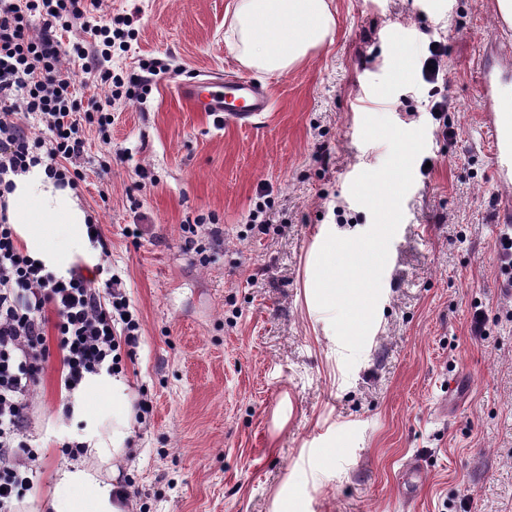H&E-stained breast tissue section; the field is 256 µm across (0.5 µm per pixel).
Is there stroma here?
Returning <instances> with one entry per match:
<instances>
[{
    "mask_svg": "<svg viewBox=\"0 0 512 512\" xmlns=\"http://www.w3.org/2000/svg\"><path fill=\"white\" fill-rule=\"evenodd\" d=\"M232 2L103 4L104 17L132 18L120 68L150 57L172 67L114 114L112 147L126 160L76 190L142 327L124 374L152 411L133 426L136 456L118 467L138 492L135 512H512V288L496 257L499 188L476 89L483 53L512 28L496 0H331L330 42L263 77L272 111L222 124L178 84L250 77L226 35ZM433 40L447 52L451 102L439 116L440 93L421 73ZM367 115L425 127L426 146L349 369L315 302L314 270L327 234L372 225L350 193L389 154L363 142ZM263 202L261 228L249 213ZM140 215L136 239L126 228ZM199 216L218 232L204 265L183 250L182 226ZM452 376L466 383L456 398ZM62 394L54 356L30 403L38 482L21 512H37L68 464L47 434ZM414 458L425 482L408 504L401 483Z\"/></svg>",
    "mask_w": 512,
    "mask_h": 512,
    "instance_id": "stroma-1",
    "label": "stroma"
}]
</instances>
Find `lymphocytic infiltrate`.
Listing matches in <instances>:
<instances>
[{
  "instance_id": "f902f5d3",
  "label": "lymphocytic infiltrate",
  "mask_w": 512,
  "mask_h": 512,
  "mask_svg": "<svg viewBox=\"0 0 512 512\" xmlns=\"http://www.w3.org/2000/svg\"><path fill=\"white\" fill-rule=\"evenodd\" d=\"M102 0H0V176L46 162L51 178L78 187L85 174L77 162L86 154L87 134L111 145L112 110L142 98L162 61H141L138 72H114L127 53L128 34L104 22ZM78 31L82 41L63 43ZM78 61L88 81L104 86V98H79L64 69ZM55 347H48L47 334ZM141 325L119 275L104 288L81 272L58 279L25 256L0 205V512H16L34 488L38 457L26 442L29 396L58 350L65 387L85 374L123 370L124 356L139 345Z\"/></svg>"
}]
</instances>
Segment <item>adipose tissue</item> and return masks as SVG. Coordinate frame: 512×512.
Returning <instances> with one entry per match:
<instances>
[{"instance_id": "1", "label": "adipose tissue", "mask_w": 512, "mask_h": 512, "mask_svg": "<svg viewBox=\"0 0 512 512\" xmlns=\"http://www.w3.org/2000/svg\"><path fill=\"white\" fill-rule=\"evenodd\" d=\"M336 19L328 0H234L229 33L240 63L260 76L288 71L330 39ZM5 192L14 233L30 259L57 277L94 272L101 252L87 231L90 216L70 186L45 164L11 174ZM66 420L52 432L84 448L85 462L60 469L49 512H126L109 481L127 450L134 410L127 378L99 370L64 392Z\"/></svg>"}]
</instances>
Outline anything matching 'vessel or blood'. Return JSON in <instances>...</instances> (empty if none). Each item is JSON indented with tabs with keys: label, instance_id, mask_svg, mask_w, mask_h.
Returning <instances> with one entry per match:
<instances>
[{
	"label": "vessel or blood",
	"instance_id": "b4317fda",
	"mask_svg": "<svg viewBox=\"0 0 512 512\" xmlns=\"http://www.w3.org/2000/svg\"><path fill=\"white\" fill-rule=\"evenodd\" d=\"M496 58L482 59L477 94L482 103L496 181L501 190L512 189V95L503 87L512 81V44L497 45ZM183 99L216 119L253 124L270 106L267 90L257 82L238 76L192 78L180 85Z\"/></svg>",
	"mask_w": 512,
	"mask_h": 512
}]
</instances>
